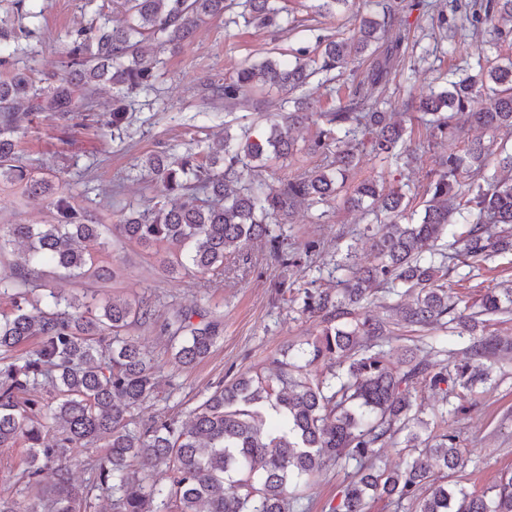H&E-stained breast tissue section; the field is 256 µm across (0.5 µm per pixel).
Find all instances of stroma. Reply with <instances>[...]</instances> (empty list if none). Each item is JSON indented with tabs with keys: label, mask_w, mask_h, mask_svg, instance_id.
<instances>
[{
	"label": "stroma",
	"mask_w": 512,
	"mask_h": 512,
	"mask_svg": "<svg viewBox=\"0 0 512 512\" xmlns=\"http://www.w3.org/2000/svg\"><path fill=\"white\" fill-rule=\"evenodd\" d=\"M428 2L403 0L411 23L401 62L405 73L390 81L385 91L396 112L401 111L404 100L419 98L432 87H446L451 73L475 61L472 35L462 37L459 49L449 52L448 39L426 9ZM278 4L291 11L295 30L279 33L253 25L228 28L223 19H212L198 29L191 45L161 52L166 63L164 78L147 104L128 112L120 134H113L108 127L81 126L76 118L42 116L20 133V159L46 161L72 192L75 206L89 210L94 223L100 224L103 238L111 239L113 224L130 211L148 206L153 196L150 178L141 172L149 155L207 151L223 137L225 124L237 125L277 112L281 103V93L273 88L254 93L245 105L228 110L223 102L203 99L204 81L224 78L243 61H262L275 50L313 44L318 34L333 39L349 36L354 27L351 13L320 15L313 7L314 0H278ZM44 6L42 29L32 45L38 53L39 70L45 74L63 72L59 35L100 12L116 21L123 17L112 0H45ZM376 59V52H367L355 64L354 74L326 84L313 79L305 93L316 107L328 108L335 104L337 90H351ZM480 134V129L468 128L460 138L433 139L429 150L402 170L363 156L349 181L354 184L370 178L389 185H426L440 156L461 152L465 138ZM54 221L55 211L48 201L29 198L20 186L0 182V225ZM365 227L359 212L334 200L319 212L299 208L287 223L278 225V232L291 241L315 239L321 243L318 254L302 257L294 267H282L263 244L255 243L248 249L250 270L246 276L175 279L160 265L167 247L126 241L114 242L105 262L109 269L105 279L76 281L57 276L53 283L67 295L88 292L103 302L135 299L156 304L154 320L134 326L131 333L160 366L158 396L135 409L134 415L143 423L164 415L183 419L220 382L263 370L288 348L315 337L320 325L302 311L304 292L335 283L337 249H351L360 262L369 258L371 242ZM511 281L512 254L506 253L486 264L459 267L448 278V291L470 302L485 290L506 287ZM176 309H196L223 323V333L210 354L186 368L174 365L163 331L166 318ZM491 377L492 384L475 389L476 406L453 424L465 459L453 480L477 494L512 473V354L492 363ZM347 475V467L328 465L295 491L290 500L293 512H332L348 482Z\"/></svg>",
	"instance_id": "obj_1"
}]
</instances>
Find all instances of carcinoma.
<instances>
[{
  "mask_svg": "<svg viewBox=\"0 0 512 512\" xmlns=\"http://www.w3.org/2000/svg\"><path fill=\"white\" fill-rule=\"evenodd\" d=\"M18 26L6 30L0 20V66L10 78L0 82V181L21 186L23 193L44 198L56 209L54 224L0 225V252L11 244L25 247L22 261L0 274V452L22 449L17 465L24 505L0 496V512H88L93 500L111 502V512H287L288 488L312 478L327 464H353L349 482L334 512H368L379 499L408 500L415 512H512V475L503 476L481 495L439 480V474L464 466L456 434L446 428L423 437L429 423L414 411V399L429 390L450 414L469 410L452 399L488 381L484 360L512 349L488 331L495 317L512 313V288L490 289L473 305L459 307L448 293V272L464 258L485 262L512 252V152L495 139L470 140L462 153L440 158L425 189L420 222L406 221L413 197L398 185L384 188L375 180L353 187L347 182L360 155L408 167L424 151L412 144L413 131L387 112L383 93L400 62L396 41L348 101L314 111L296 98L293 110L270 122L266 137L251 128L231 133L224 124L220 148L200 162L192 153L157 156L144 165L155 182L153 205L134 211L113 225L117 237L142 245L189 246L164 261L170 273L221 277L230 264L247 261L245 250L268 246L282 266H295L301 254L320 251L318 240L289 243L273 232L300 206L317 207L341 197L378 225L372 258L364 263L351 253L336 262V288L306 290L302 311L321 319L323 328L308 347L265 371L241 374L222 383L188 415L160 417L141 425L131 410L155 393L157 367L129 333L136 323L155 316L143 300L85 302L65 296L43 280L44 268L73 279H102L99 257L82 247L100 238L99 225L61 192L53 171L38 160L20 165L15 135L41 113L96 116L95 90L109 84L118 101L155 90L164 61L149 57L145 43L180 48L192 42L207 20L224 25L279 28L289 23L270 0H121L126 20H94L65 34L64 73L37 84V53L30 44L41 28L43 0H9ZM354 0H317V10L333 15ZM465 21L485 30L486 43L498 47L512 35L499 21L512 23V0H468ZM405 20L391 6L379 18L359 16L357 29L340 40L315 37L260 64L242 63L223 80L204 84V96L236 105L258 82L293 93L316 74L330 75L360 59L387 29ZM477 70L429 90L408 103L418 124L434 134L459 136V114L491 133H512V61ZM318 116L326 127L306 150L322 156L326 166L270 185L261 167L299 151L293 130ZM466 179L460 194L455 186ZM453 236L460 249L442 244ZM405 287L407 301L392 307L397 321L422 329L439 326L430 348L443 352L448 339L468 338L453 369L418 356L416 345L399 357L383 349L384 320L360 316L356 308L377 292ZM195 310H178L168 318L171 356L190 367L205 358L220 338L222 322L199 323ZM322 362L327 370L312 372ZM402 440L411 460L402 469L376 467L378 449ZM101 446L87 462L90 477L73 478L72 459L82 448ZM163 465L164 484L147 477ZM50 469L54 483L42 485Z\"/></svg>",
  "mask_w": 512,
  "mask_h": 512,
  "instance_id": "cac0c4a2",
  "label": "carcinoma"
}]
</instances>
